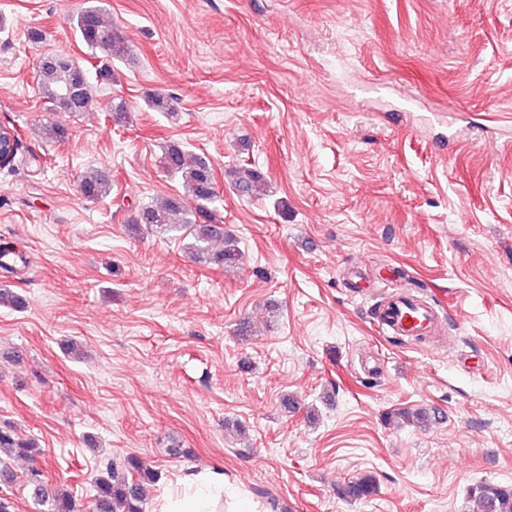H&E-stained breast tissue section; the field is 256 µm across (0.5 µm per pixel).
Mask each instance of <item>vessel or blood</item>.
<instances>
[{
	"instance_id": "vessel-or-blood-1",
	"label": "vessel or blood",
	"mask_w": 512,
	"mask_h": 512,
	"mask_svg": "<svg viewBox=\"0 0 512 512\" xmlns=\"http://www.w3.org/2000/svg\"><path fill=\"white\" fill-rule=\"evenodd\" d=\"M376 322L390 337L415 338L439 329L443 318L435 305L411 294H396L383 300Z\"/></svg>"
}]
</instances>
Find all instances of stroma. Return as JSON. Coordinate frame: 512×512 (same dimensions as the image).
Segmentation results:
<instances>
[{
  "instance_id": "obj_1",
  "label": "stroma",
  "mask_w": 512,
  "mask_h": 512,
  "mask_svg": "<svg viewBox=\"0 0 512 512\" xmlns=\"http://www.w3.org/2000/svg\"><path fill=\"white\" fill-rule=\"evenodd\" d=\"M86 3L0 0V126L22 136L0 247L28 258L0 276L26 302L0 308V425L43 451L17 474L86 505L137 456L150 505L218 471L260 512H465L471 487L512 483V0H102L132 53L57 115L35 72L83 56ZM170 143L210 160L238 263L129 228L183 193ZM247 163L253 200L231 184ZM91 168L109 196L81 194ZM392 266L445 301L437 337L379 332ZM402 410L434 420L387 422ZM362 473L376 492L343 498ZM234 188L243 197L252 198L264 185V175L252 166H242L233 171Z\"/></svg>"
}]
</instances>
